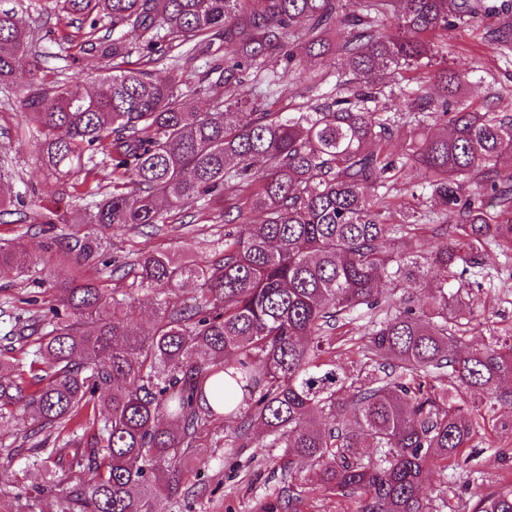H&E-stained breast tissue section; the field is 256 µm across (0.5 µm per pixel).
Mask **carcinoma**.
<instances>
[{
  "mask_svg": "<svg viewBox=\"0 0 512 512\" xmlns=\"http://www.w3.org/2000/svg\"><path fill=\"white\" fill-rule=\"evenodd\" d=\"M89 23L82 49L112 62L93 90L47 83L34 32L19 11L0 8V83L22 95V118L44 134L42 163L55 179L90 175L94 154L110 159L106 185L74 215L50 208L37 223L159 227L171 212L200 211L224 199L259 224L224 231L212 257L180 261L150 251L107 258L94 232L54 237L49 265L55 304L19 318L7 335L28 345L30 366L48 364L25 393L19 362L0 353V424L30 421L62 443L34 446L31 466L79 470L57 512H164L192 472L194 448H246L258 429L265 448L286 449L281 491L261 512H286L293 460L321 468L325 489L360 498L359 512H444L421 490L430 465L467 463L480 406H512V336L464 348L472 269L512 250V115L463 107L448 111L462 76L446 67L435 89L410 91L417 116L441 133L411 137L405 157L388 144L398 131L380 108L384 71L420 68L435 58L433 38L474 14L480 0H360L351 32L337 45L341 0H57ZM397 8L395 30L383 26ZM137 34L131 63L125 30ZM304 44L306 57H345L354 88L287 117L237 97L256 62ZM171 54L160 79L148 66ZM208 57L200 93L224 85L214 112L183 92L194 54ZM427 175L420 194L431 214L458 210L456 224L416 213L388 224L390 183L408 163ZM477 195L462 198L465 184ZM434 250L423 253L426 237ZM32 256L0 242V270L28 276ZM132 278L107 293L89 272ZM403 291L394 301L379 282ZM187 282L193 295L180 298ZM162 296L147 334L139 332L134 290ZM368 317L357 376L336 365L332 331ZM88 422V440L75 427ZM215 421L237 422L220 440ZM358 448H371L367 457ZM472 512H512V481L483 491Z\"/></svg>",
  "mask_w": 512,
  "mask_h": 512,
  "instance_id": "carcinoma-1",
  "label": "carcinoma"
}]
</instances>
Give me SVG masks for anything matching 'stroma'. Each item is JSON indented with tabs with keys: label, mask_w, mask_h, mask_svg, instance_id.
<instances>
[{
	"label": "stroma",
	"mask_w": 512,
	"mask_h": 512,
	"mask_svg": "<svg viewBox=\"0 0 512 512\" xmlns=\"http://www.w3.org/2000/svg\"><path fill=\"white\" fill-rule=\"evenodd\" d=\"M485 10L464 18L436 40L438 64L465 73L452 107L465 104L491 103L496 111L512 115V68L504 69L500 62V45L493 33L512 26V0H484ZM9 6L22 10L34 25L53 30L66 37L65 46L54 40L40 39L39 49L46 55V81H82L92 84L100 74L102 63L93 56L82 54L83 32L70 16L56 8L54 0H8ZM320 71L326 76L321 86H313L308 74ZM341 56L327 55L310 62L304 53H297L293 63L270 60L258 66L255 75L245 78L237 87L240 97L261 103L272 112H302L322 97H335L340 84L349 82ZM380 101L400 131L389 144L390 152L405 154L410 130L404 122L412 104L410 87L403 75L385 74L379 82ZM18 92L0 86V193L20 196L21 202L12 212L0 215V241L24 243L33 256L43 254L45 240L34 217L39 202L62 199L68 207H84L89 198L83 193L82 174L69 181H56L40 162L42 136L23 128L17 102ZM424 178L418 166H406L390 188L398 204L384 215L386 222L402 223L407 209L427 211L425 199L418 192ZM224 209L212 208L183 213L178 223L163 226L155 232L149 228L130 229L115 225L99 228L107 251L114 256L136 258L152 250H165L179 259H194L212 254V245L224 234ZM40 272L31 279H18L0 274V311L15 312L27 297L36 298L41 308L52 303L54 291L41 283ZM476 279L479 290L470 296V323L466 344L482 347L491 337L512 334V279L493 269L482 270ZM23 423L0 427V512H45L55 493L43 470L25 467L29 443L24 442ZM481 453L469 468L449 473L441 467H431L423 487L425 498L453 491L461 507H468L477 491L467 478L469 471L481 472L485 485L501 479H512V431L495 428L485 422L474 440ZM285 461L280 448H200L192 457L199 477H188L173 512H258L267 495L279 488L271 472ZM296 491L295 512H358L357 501H345L332 495L320 484L319 469L305 462H294Z\"/></svg>",
	"instance_id": "stroma-1"
}]
</instances>
